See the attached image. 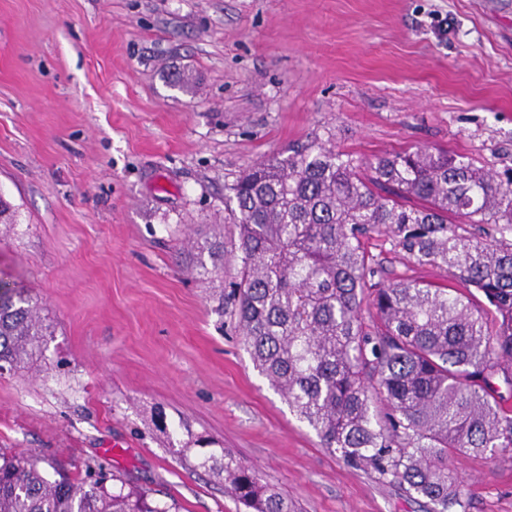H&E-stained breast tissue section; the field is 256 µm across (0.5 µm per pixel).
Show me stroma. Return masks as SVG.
<instances>
[{"label":"stroma","mask_w":512,"mask_h":512,"mask_svg":"<svg viewBox=\"0 0 512 512\" xmlns=\"http://www.w3.org/2000/svg\"><path fill=\"white\" fill-rule=\"evenodd\" d=\"M188 75L191 92L171 86ZM329 138L356 160L443 150L512 168V0H0V280L50 334L0 373V449L123 475L180 512H246L179 452L228 449L292 512H429L320 445L185 269L258 162ZM384 279L444 283L384 233ZM471 512H512V462L457 454Z\"/></svg>","instance_id":"35a3bbf8"}]
</instances>
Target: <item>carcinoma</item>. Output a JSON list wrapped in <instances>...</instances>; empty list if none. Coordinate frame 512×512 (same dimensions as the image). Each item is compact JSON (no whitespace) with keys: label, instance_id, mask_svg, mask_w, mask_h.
Wrapping results in <instances>:
<instances>
[{"label":"carcinoma","instance_id":"obj_1","mask_svg":"<svg viewBox=\"0 0 512 512\" xmlns=\"http://www.w3.org/2000/svg\"><path fill=\"white\" fill-rule=\"evenodd\" d=\"M240 265L217 311L237 319L255 367L346 465L431 512H471L458 453L512 451V169L444 151L365 164L315 141L260 161L228 187ZM454 285L375 280L363 238L378 229ZM199 275L224 241L189 242ZM41 299L0 286V361L24 366L46 342ZM248 512L288 500L230 452L203 456ZM0 452V512H180L88 462Z\"/></svg>","mask_w":512,"mask_h":512}]
</instances>
